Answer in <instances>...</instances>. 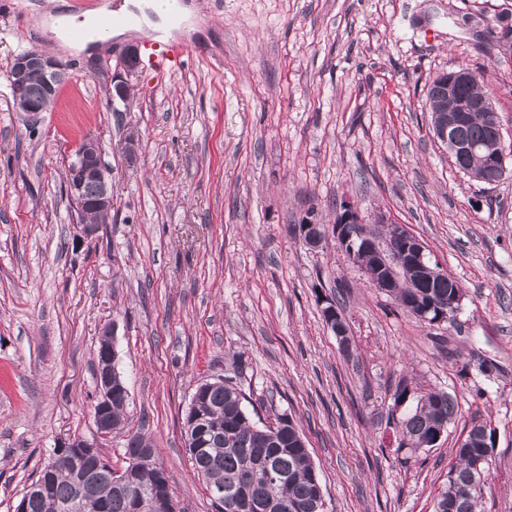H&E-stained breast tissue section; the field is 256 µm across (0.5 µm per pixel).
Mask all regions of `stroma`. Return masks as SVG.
<instances>
[{
    "label": "stroma",
    "instance_id": "1",
    "mask_svg": "<svg viewBox=\"0 0 512 512\" xmlns=\"http://www.w3.org/2000/svg\"><path fill=\"white\" fill-rule=\"evenodd\" d=\"M0 13V512L65 440L96 436L99 336L111 327L129 391L101 451L151 436L180 512H214L185 450L196 387L236 378L262 421L288 414L319 473L326 512H435L456 450L477 424L495 451L478 512H512V49L482 36L512 0H191L201 52L138 67L111 104L133 31L98 54L43 33L57 0ZM56 56L70 78L30 121L10 63ZM479 72L509 167L495 185L455 168L430 129L428 81ZM137 136L134 154L125 147ZM94 140L112 170V212L86 234L65 192L71 152ZM347 200L421 239L464 291L455 323L420 322L374 288L327 235L292 225ZM336 301L341 348L321 314ZM448 393L436 447H401L393 393ZM325 224H320L317 219L309 218L304 224H296L293 231L301 241L310 248H318L325 238Z\"/></svg>",
    "mask_w": 512,
    "mask_h": 512
}]
</instances>
